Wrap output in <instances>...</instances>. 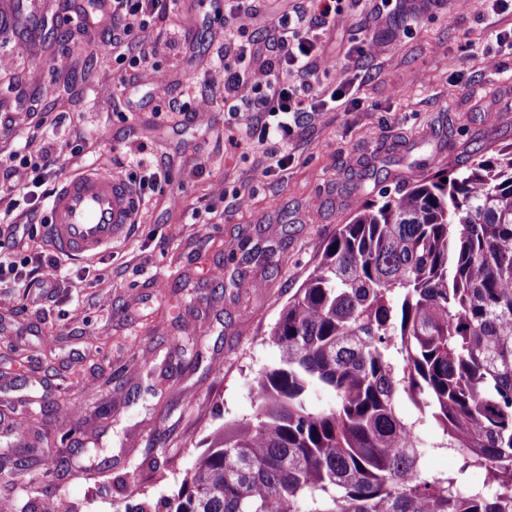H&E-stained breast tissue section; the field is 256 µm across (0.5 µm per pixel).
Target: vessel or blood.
Wrapping results in <instances>:
<instances>
[{"instance_id":"obj_1","label":"vessel or blood","mask_w":512,"mask_h":512,"mask_svg":"<svg viewBox=\"0 0 512 512\" xmlns=\"http://www.w3.org/2000/svg\"><path fill=\"white\" fill-rule=\"evenodd\" d=\"M139 199L124 179L90 169L67 178L52 196L46 234L73 259L98 255L136 223Z\"/></svg>"}]
</instances>
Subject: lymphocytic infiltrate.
<instances>
[{"label":"lymphocytic infiltrate","mask_w":512,"mask_h":512,"mask_svg":"<svg viewBox=\"0 0 512 512\" xmlns=\"http://www.w3.org/2000/svg\"><path fill=\"white\" fill-rule=\"evenodd\" d=\"M177 0H108L107 17L112 22V44L121 46L135 31L148 28L156 13ZM340 0H310V11L284 13L272 18L264 46L238 45L222 61L224 103L229 111L249 113L247 139L265 146L277 158L288 145L298 113L312 107L313 77L323 55L308 36L309 21L328 22ZM252 98H245L244 88ZM33 225L15 220L0 224L10 251L0 254V284L14 282L24 288L57 285L61 260L58 256L32 261L24 257Z\"/></svg>","instance_id":"f902f5d3"}]
</instances>
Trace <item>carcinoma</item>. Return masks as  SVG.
I'll list each match as a JSON object with an SVG mask.
<instances>
[{
    "label": "carcinoma",
    "mask_w": 512,
    "mask_h": 512,
    "mask_svg": "<svg viewBox=\"0 0 512 512\" xmlns=\"http://www.w3.org/2000/svg\"><path fill=\"white\" fill-rule=\"evenodd\" d=\"M270 339L253 415L206 437L162 507L124 512H512V145L359 207ZM318 390L334 400L313 410ZM427 448L459 466L425 476Z\"/></svg>",
    "instance_id": "carcinoma-1"
}]
</instances>
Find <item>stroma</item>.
<instances>
[{"label":"stroma","mask_w":512,"mask_h":512,"mask_svg":"<svg viewBox=\"0 0 512 512\" xmlns=\"http://www.w3.org/2000/svg\"><path fill=\"white\" fill-rule=\"evenodd\" d=\"M0 0V166L59 154L48 187L75 166L125 178L129 155L160 176L139 224L60 287L0 285V454L36 448L0 473L17 512L45 498L117 512L126 494L166 497L217 425L254 412L253 377L276 364L270 330L356 207L439 169L512 144V52L478 0H342L312 28L331 68L278 166L260 144L231 148L245 115L220 112L224 0H187L111 54L108 26L84 29L93 0ZM66 54L65 69L56 57ZM344 84L345 102L328 92ZM147 91L129 106L126 91ZM192 113L168 111L170 100ZM168 459L164 473L146 461Z\"/></svg>","instance_id":"stroma-1"}]
</instances>
